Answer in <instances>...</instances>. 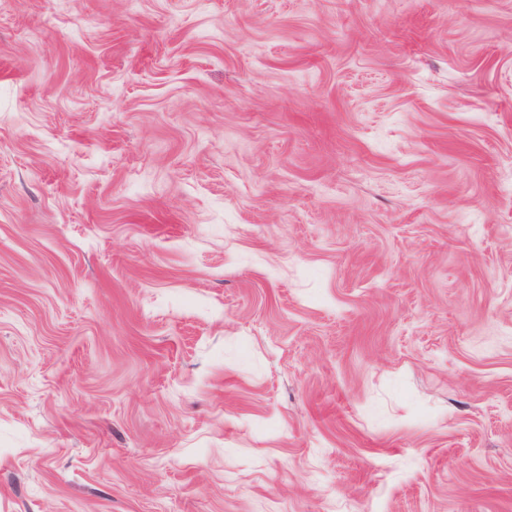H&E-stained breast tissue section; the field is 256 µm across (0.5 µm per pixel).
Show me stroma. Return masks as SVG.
<instances>
[{
  "label": "stroma",
  "instance_id": "35a3bbf8",
  "mask_svg": "<svg viewBox=\"0 0 512 512\" xmlns=\"http://www.w3.org/2000/svg\"><path fill=\"white\" fill-rule=\"evenodd\" d=\"M0 512H512V0H0Z\"/></svg>",
  "mask_w": 512,
  "mask_h": 512
}]
</instances>
